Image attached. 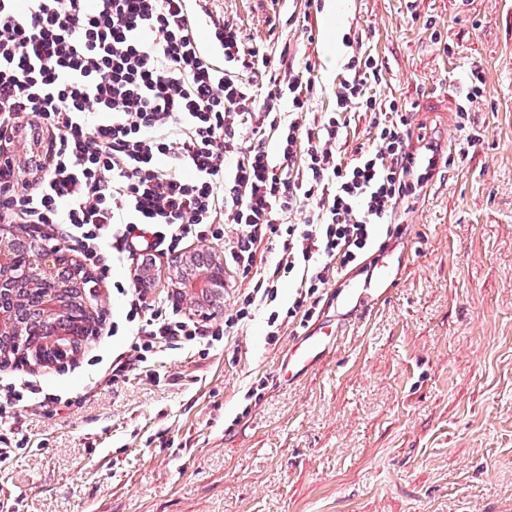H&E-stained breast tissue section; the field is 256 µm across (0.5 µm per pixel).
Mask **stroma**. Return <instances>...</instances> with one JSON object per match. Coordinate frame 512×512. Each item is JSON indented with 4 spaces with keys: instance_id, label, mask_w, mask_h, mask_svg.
<instances>
[{
    "instance_id": "obj_1",
    "label": "stroma",
    "mask_w": 512,
    "mask_h": 512,
    "mask_svg": "<svg viewBox=\"0 0 512 512\" xmlns=\"http://www.w3.org/2000/svg\"><path fill=\"white\" fill-rule=\"evenodd\" d=\"M208 6L268 48L258 81L312 64L317 112L357 41L383 69L377 94L455 164L402 214L408 233L372 276L344 281L371 310L334 300L323 319L339 342L292 382L291 331L271 346L256 323L236 346L163 354L160 381L107 383L95 358L124 346L122 308L92 272L96 335L62 363L0 368L60 397L15 424L0 512H512V0Z\"/></svg>"
}]
</instances>
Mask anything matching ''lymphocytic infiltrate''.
<instances>
[{
    "mask_svg": "<svg viewBox=\"0 0 512 512\" xmlns=\"http://www.w3.org/2000/svg\"><path fill=\"white\" fill-rule=\"evenodd\" d=\"M201 0H0V223L59 224L86 265L112 278L123 307L112 333L125 347L113 380L159 379L156 356L232 342L258 321L268 344L307 328L334 301L332 279L369 272L437 173L434 144H416L408 112L376 88L382 70L353 51L316 112L314 77L294 71L258 87L269 58ZM367 140L338 151L352 120ZM41 150L19 179V137ZM303 214L300 224L287 223ZM219 245L248 279L223 321L182 313L142 270L190 243ZM272 259L256 264L259 247ZM121 269L112 277L113 269ZM294 291L281 300L283 283ZM41 392L0 387V464L9 430Z\"/></svg>",
    "mask_w": 512,
    "mask_h": 512,
    "instance_id": "f902f5d3",
    "label": "lymphocytic infiltrate"
}]
</instances>
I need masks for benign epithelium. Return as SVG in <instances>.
Wrapping results in <instances>:
<instances>
[{
    "label": "benign epithelium",
    "mask_w": 512,
    "mask_h": 512,
    "mask_svg": "<svg viewBox=\"0 0 512 512\" xmlns=\"http://www.w3.org/2000/svg\"><path fill=\"white\" fill-rule=\"evenodd\" d=\"M15 244L14 225L1 224L0 293L8 289L32 287L52 280L66 281L80 293H85V282L90 280L91 276L72 257L64 255L61 245L50 242L46 237L33 240L29 245L27 263L15 269L9 265V256ZM202 256L204 252L196 251L179 258L171 268V277L174 288L179 292V298L197 307L201 306L203 300L221 294L224 290V280L212 278L210 264L198 261ZM40 313L50 325L42 346L51 349L56 345L57 338L67 331V309L57 295V291L50 290L43 295ZM6 332L13 336L16 352L26 355L32 350L25 332L16 327L15 314L0 311V335Z\"/></svg>",
    "instance_id": "benign-epithelium-1"
}]
</instances>
